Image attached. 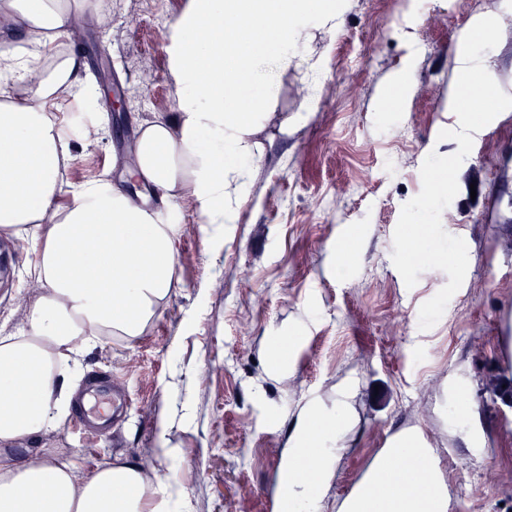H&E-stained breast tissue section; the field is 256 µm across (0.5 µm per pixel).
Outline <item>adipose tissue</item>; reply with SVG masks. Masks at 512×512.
<instances>
[{"instance_id": "ef3b65f1", "label": "adipose tissue", "mask_w": 512, "mask_h": 512, "mask_svg": "<svg viewBox=\"0 0 512 512\" xmlns=\"http://www.w3.org/2000/svg\"><path fill=\"white\" fill-rule=\"evenodd\" d=\"M338 0H188L165 36L174 97L168 115L140 125L128 180L173 210L193 206L204 234L237 223L254 159V119L275 103L272 76L287 65L288 34L308 19L335 27ZM100 0H0V31L37 48L0 44V236L29 235L42 292L22 330L0 336V445L61 424L84 353L133 342L179 285L178 227L148 201L106 179L59 205L71 156L56 116L89 98L80 63L63 47L72 27L99 19ZM350 388L334 413L300 411L283 451L279 512H324L349 417ZM173 477L112 460L86 479L45 459H0V512H185ZM448 494L418 432L395 436L337 512H447Z\"/></svg>"}]
</instances>
